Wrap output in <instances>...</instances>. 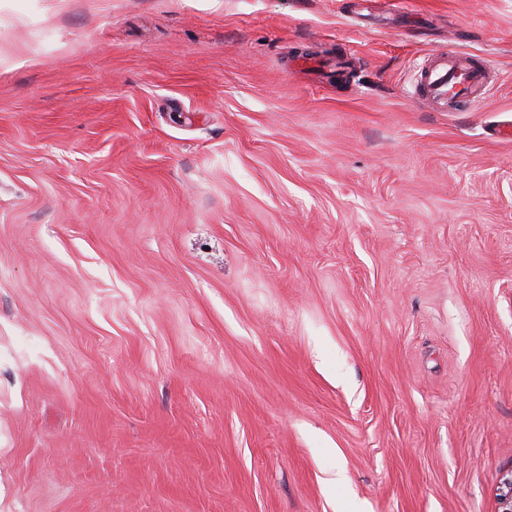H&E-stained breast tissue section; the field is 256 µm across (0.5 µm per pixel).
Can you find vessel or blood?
<instances>
[{"label":"vessel or blood","instance_id":"b4317fda","mask_svg":"<svg viewBox=\"0 0 512 512\" xmlns=\"http://www.w3.org/2000/svg\"><path fill=\"white\" fill-rule=\"evenodd\" d=\"M486 78L484 67L465 62L458 51L438 53L420 68L417 77L418 97L428 105L454 111L479 103V90Z\"/></svg>","mask_w":512,"mask_h":512}]
</instances>
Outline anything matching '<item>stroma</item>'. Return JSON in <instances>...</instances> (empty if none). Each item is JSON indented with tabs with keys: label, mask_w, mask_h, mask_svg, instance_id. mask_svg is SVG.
<instances>
[{
	"label": "stroma",
	"mask_w": 512,
	"mask_h": 512,
	"mask_svg": "<svg viewBox=\"0 0 512 512\" xmlns=\"http://www.w3.org/2000/svg\"><path fill=\"white\" fill-rule=\"evenodd\" d=\"M507 123L512 0H0V512H498ZM486 78L485 68L473 66L452 49L444 50L420 68L417 98L426 106L436 105L444 112L474 106L482 100L478 91Z\"/></svg>",
	"instance_id": "stroma-1"
}]
</instances>
